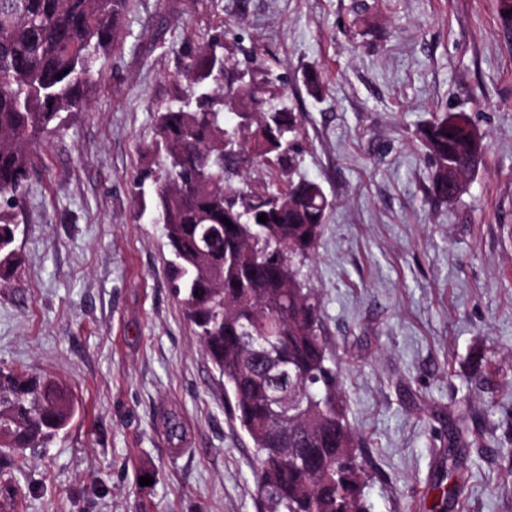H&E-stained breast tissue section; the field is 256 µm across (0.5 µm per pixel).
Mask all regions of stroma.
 Wrapping results in <instances>:
<instances>
[{
  "mask_svg": "<svg viewBox=\"0 0 512 512\" xmlns=\"http://www.w3.org/2000/svg\"><path fill=\"white\" fill-rule=\"evenodd\" d=\"M123 25L10 212L21 265L0 283V368L55 376L78 412L0 467V512H257L254 450L150 221L155 114L213 38L268 58L303 115L300 171L332 207L302 272L371 512H425L438 479L461 484L445 512H512V34L498 0H129ZM437 112L467 113L486 146L451 205L428 195L416 137Z\"/></svg>",
  "mask_w": 512,
  "mask_h": 512,
  "instance_id": "1",
  "label": "stroma"
}]
</instances>
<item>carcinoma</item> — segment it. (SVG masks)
Instances as JSON below:
<instances>
[{"label":"carcinoma","instance_id":"carcinoma-1","mask_svg":"<svg viewBox=\"0 0 512 512\" xmlns=\"http://www.w3.org/2000/svg\"><path fill=\"white\" fill-rule=\"evenodd\" d=\"M127 3L0 0L1 280L19 263L6 215L25 198L60 113L87 105ZM242 54L202 46L184 65L181 94L156 113L153 187L172 279L224 380L227 411L254 449L259 512H370L360 438L322 336L321 302L302 274L331 202L319 184L294 179L302 114L288 105L281 76L254 52ZM303 83L312 98L323 95L314 71ZM240 113L250 114L242 129L231 124ZM420 142L432 161L429 194L457 200V173L473 171L486 150L469 117L435 113ZM252 170L268 178L262 188L236 184ZM283 393L301 398L288 421L273 410ZM75 415L61 382L0 368L1 458L52 438Z\"/></svg>","mask_w":512,"mask_h":512}]
</instances>
